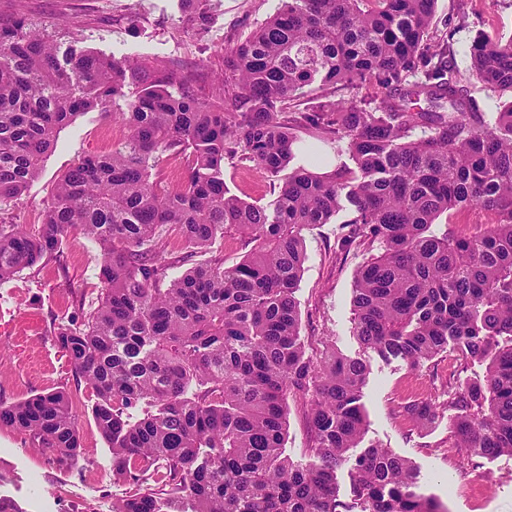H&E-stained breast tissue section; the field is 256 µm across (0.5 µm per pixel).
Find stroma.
I'll use <instances>...</instances> for the list:
<instances>
[{"mask_svg":"<svg viewBox=\"0 0 512 512\" xmlns=\"http://www.w3.org/2000/svg\"><path fill=\"white\" fill-rule=\"evenodd\" d=\"M278 0H209L206 22H198L188 0H0V11L61 25L86 47L105 54L138 57L161 64L174 74L195 73L207 95H217L216 76L224 71V50L245 38L271 16ZM480 34H512V0H438L433 43L447 42L453 63L481 110L497 111L499 98L469 75L470 46ZM128 83L123 98L106 110L81 114L57 136L39 175L7 206L4 215L16 224L40 219L55 182L83 158L112 151L126 137L114 113L140 93ZM224 182L243 200L268 204L279 183L239 159L224 163ZM348 212L328 224L305 230L308 259L295 293L302 313L301 336L309 355L325 343L349 357L365 360L370 374L363 389L367 416L363 446L377 445L412 461L420 472L422 494L438 499L448 512H512V456L472 461L448 445L453 414L445 409L448 350L419 368L385 361L361 347L353 334L352 288L357 269L371 254L366 246L342 248ZM102 251L81 234L68 235L56 261L24 270L0 282V400L14 401L63 387L72 398L81 454L67 466L48 459L28 436L0 426V495L24 512H106L123 498L126 484L112 478V450L95 426L92 389L75 377L56 342L80 308L97 306ZM435 400L442 408L424 426L403 413L405 403ZM310 423L301 402L288 403L284 451L308 463Z\"/></svg>","mask_w":512,"mask_h":512,"instance_id":"35a3bbf8","label":"stroma"}]
</instances>
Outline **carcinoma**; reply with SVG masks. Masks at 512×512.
I'll list each match as a JSON object with an SVG mask.
<instances>
[{
  "label": "carcinoma",
  "mask_w": 512,
  "mask_h": 512,
  "mask_svg": "<svg viewBox=\"0 0 512 512\" xmlns=\"http://www.w3.org/2000/svg\"><path fill=\"white\" fill-rule=\"evenodd\" d=\"M437 0H281L228 48L223 96L209 99L164 67L101 54L57 26L0 16V206L38 175L58 132L81 113L143 89L118 119L125 140L54 185L40 224H0V282L52 259L72 231L103 253L98 305L58 333L97 402L112 476L129 486L112 512H445L415 491L419 472L387 448L355 459L366 429L369 366L326 345L310 358L295 292L303 231L347 210L349 233L377 245L357 270L354 335L383 359L419 367L453 344L486 364L476 383L448 380V447L471 458L512 455V37L477 36L470 75L508 96L493 120L469 98L450 59L428 43ZM341 86L348 98L337 99ZM314 87L316 102L285 105ZM344 144L354 167L288 170L297 131ZM190 151L188 174L162 190L152 169ZM238 157L288 175L269 205L224 183ZM491 216L474 233L441 230L450 211ZM175 226L193 250L235 232L236 264L180 277L158 257ZM308 405L309 463L284 455L288 398ZM440 404L410 401L424 426ZM0 424L61 465L81 451L68 392L0 401ZM351 463V502L336 470Z\"/></svg>",
  "instance_id": "1"
}]
</instances>
